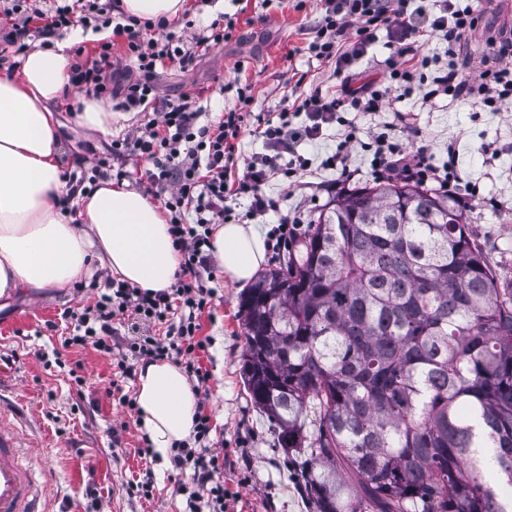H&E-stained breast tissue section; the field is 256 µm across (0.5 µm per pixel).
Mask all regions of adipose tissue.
<instances>
[{
  "label": "adipose tissue",
  "mask_w": 512,
  "mask_h": 512,
  "mask_svg": "<svg viewBox=\"0 0 512 512\" xmlns=\"http://www.w3.org/2000/svg\"><path fill=\"white\" fill-rule=\"evenodd\" d=\"M139 22H172L188 0H116ZM70 41L29 51L16 73H0V297L23 288L69 290L92 259L144 290L173 286L180 253L167 217L148 195L105 180L62 210V147L50 105L69 86ZM90 225L83 235L80 225ZM224 277L247 284L266 259L252 224H220L212 235ZM142 427L159 457L189 438L197 395L179 366L140 367L136 390Z\"/></svg>",
  "instance_id": "obj_1"
}]
</instances>
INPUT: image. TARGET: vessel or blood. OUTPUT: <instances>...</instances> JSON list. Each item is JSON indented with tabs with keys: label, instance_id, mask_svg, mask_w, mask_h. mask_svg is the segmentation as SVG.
I'll list each match as a JSON object with an SVG mask.
<instances>
[{
	"label": "vessel or blood",
	"instance_id": "1",
	"mask_svg": "<svg viewBox=\"0 0 512 512\" xmlns=\"http://www.w3.org/2000/svg\"><path fill=\"white\" fill-rule=\"evenodd\" d=\"M45 485L21 454L15 427L0 424V512H45Z\"/></svg>",
	"mask_w": 512,
	"mask_h": 512
}]
</instances>
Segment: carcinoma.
I'll use <instances>...</instances> for the list:
<instances>
[{"mask_svg":"<svg viewBox=\"0 0 512 512\" xmlns=\"http://www.w3.org/2000/svg\"><path fill=\"white\" fill-rule=\"evenodd\" d=\"M301 245L241 295L243 374L314 512H512V287L456 202L355 186Z\"/></svg>","mask_w":512,"mask_h":512,"instance_id":"cac0c4a2","label":"carcinoma"}]
</instances>
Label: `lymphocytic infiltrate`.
Masks as SVG:
<instances>
[{"label": "lymphocytic infiltrate", "mask_w": 512, "mask_h": 512, "mask_svg": "<svg viewBox=\"0 0 512 512\" xmlns=\"http://www.w3.org/2000/svg\"><path fill=\"white\" fill-rule=\"evenodd\" d=\"M321 5L322 15L308 48L316 59L333 65L342 80L333 94L315 91L297 97L291 108L258 118L253 134L267 151L252 156L239 172L233 141L255 103L250 84L234 81L233 107L213 124L203 126L197 125V111L189 98L162 100L155 94L153 80L159 69L185 63L191 56L182 47L185 31L171 30L163 38L144 40L137 19H114L112 0H0V13L13 20L11 27L0 28V44L14 47L19 54L26 50L30 34L48 43L77 22H98L124 37L131 74H119L112 59V42L102 39L91 63L72 66L70 83L101 100L122 95L126 109L155 112V119L144 128L113 140L111 158L99 159L97 166L107 168L113 158L127 161L141 156L151 161L152 167L144 175L150 183L169 191L163 207L184 258L182 278L168 289L143 290L106 278L95 302L82 313L71 314L65 347L89 344L111 354L112 322L121 316L132 321L131 352L152 361L176 359L188 377L205 382L208 374L197 354L206 349L207 341L198 334V314L214 291L203 285L202 273L210 268L213 225L236 218L230 199L250 197L248 216L253 220L278 210L277 198L267 195L265 186L311 170L316 164L300 155L297 147L302 141L318 139L333 125L339 128L336 149L317 165L335 171L342 179H352V148L360 143L359 128L343 114L351 109L378 111L395 92L404 96L420 92L425 105L464 97L488 112L512 106L511 66L474 74L470 60L459 59L455 50L475 28L472 6L461 5L460 0H436L432 11L420 7L408 10V0H321ZM381 28L398 59L390 64L386 83L372 81L352 87L343 75L366 54ZM432 37L449 44L447 61L422 52V43ZM396 118L397 126L371 133L368 142L362 143L371 156L372 175L405 176L437 184L444 192H472V184L463 182L459 174L456 148H449L445 163L434 164L427 148H404L396 130L408 128L409 120L401 112ZM211 431L209 415L197 413L194 446L178 444L170 456L176 470L191 472L190 483L179 486L186 512H224V483L220 479L224 462L210 448Z\"/></svg>", "instance_id": "lymphocytic-infiltrate-1"}]
</instances>
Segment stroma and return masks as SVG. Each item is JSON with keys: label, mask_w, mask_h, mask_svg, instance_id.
I'll return each mask as SVG.
<instances>
[{"label": "stroma", "mask_w": 512, "mask_h": 512, "mask_svg": "<svg viewBox=\"0 0 512 512\" xmlns=\"http://www.w3.org/2000/svg\"><path fill=\"white\" fill-rule=\"evenodd\" d=\"M189 2L191 8L177 20V27L199 34L223 12L235 16L237 37L196 52L184 66L161 70L156 94L172 100L194 96L202 126L233 106L224 83L238 78L251 83L255 113L246 117L237 147L239 163H246L263 149L252 135L257 113L292 105L296 93L328 91L337 84L333 67L310 57L307 50L321 2L306 0L299 10L296 0H223L219 12L214 0ZM474 8L477 27L465 38L473 70L486 62L512 65V54L498 57L485 43L488 33L512 34V0H475ZM78 97L71 89L53 105L68 174L90 173L98 157L111 155L113 139L154 117L150 111L125 110L115 98L106 104L112 113L111 132L88 131L74 122ZM398 110L411 113L416 131L404 137L405 147L428 146L440 163L447 158L449 142L457 143L459 165L476 185L461 208L500 280H512V110L484 112L465 101L446 99L423 105L408 97L386 102L375 113L351 111L347 117L366 133L388 126ZM485 144L499 149L494 162L483 155ZM267 191L280 200L279 212L269 213L267 224L276 225L280 214L289 213L300 217L303 234L330 201L326 192L278 182ZM106 271V266L93 263L91 274L80 276L64 294L50 288L22 289L0 298V349L13 354L17 364L15 376L0 382V413L18 426L22 452L51 477L48 512H183L185 500L177 487L188 481V474L177 473L170 462L156 456L142 460L137 453L144 435L139 414L107 393L111 362L124 356L133 370L124 388H137L135 372L142 362L128 356L127 328L119 327L113 335L108 356L91 347H62L63 312L92 304L97 296L93 283ZM211 286L215 296L200 316V333L209 337L210 345L200 361L209 373L205 412L213 425V449L224 457L227 512H312L295 459L278 443V427L253 407L243 384L242 289L217 270ZM58 355L64 360L60 367L53 364ZM78 375L83 384L75 383ZM147 477L153 489L144 498L135 484Z\"/></svg>", "instance_id": "stroma-1"}]
</instances>
